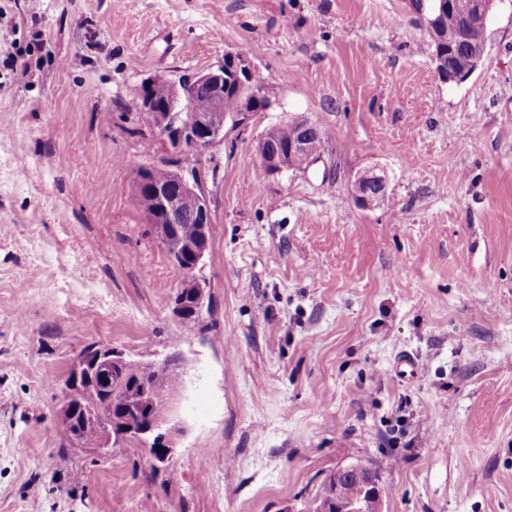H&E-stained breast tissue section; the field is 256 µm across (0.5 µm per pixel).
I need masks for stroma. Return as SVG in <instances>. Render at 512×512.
<instances>
[{"mask_svg": "<svg viewBox=\"0 0 512 512\" xmlns=\"http://www.w3.org/2000/svg\"><path fill=\"white\" fill-rule=\"evenodd\" d=\"M229 51L270 107L212 150L200 328L133 197L168 155L136 102ZM432 58L411 0H0V512H313L356 463L384 512H512V0L470 77ZM297 116L331 152L265 174L259 139ZM372 168L388 198L366 209ZM93 343L182 352L167 465L60 434ZM351 191L356 203L359 205H361L363 200L368 196H376L381 204L387 196V181L384 175L369 171L355 178L352 183ZM377 198L366 200L362 207H378L379 201Z\"/></svg>", "mask_w": 512, "mask_h": 512, "instance_id": "stroma-1", "label": "stroma"}]
</instances>
